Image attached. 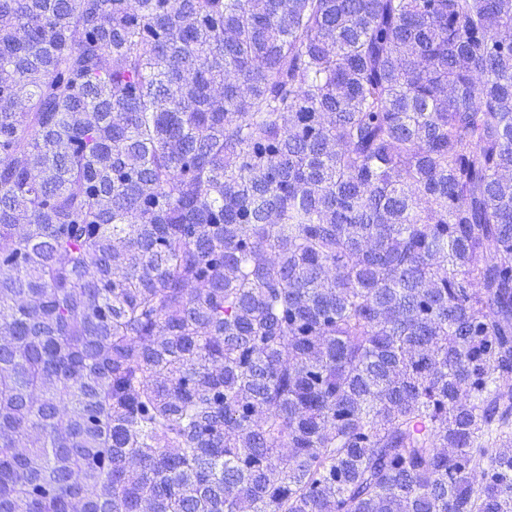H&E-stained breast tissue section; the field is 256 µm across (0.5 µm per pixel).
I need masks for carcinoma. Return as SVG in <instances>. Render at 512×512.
Instances as JSON below:
<instances>
[{
  "label": "carcinoma",
  "instance_id": "cac0c4a2",
  "mask_svg": "<svg viewBox=\"0 0 512 512\" xmlns=\"http://www.w3.org/2000/svg\"><path fill=\"white\" fill-rule=\"evenodd\" d=\"M0 512H512V0H0Z\"/></svg>",
  "mask_w": 512,
  "mask_h": 512
}]
</instances>
